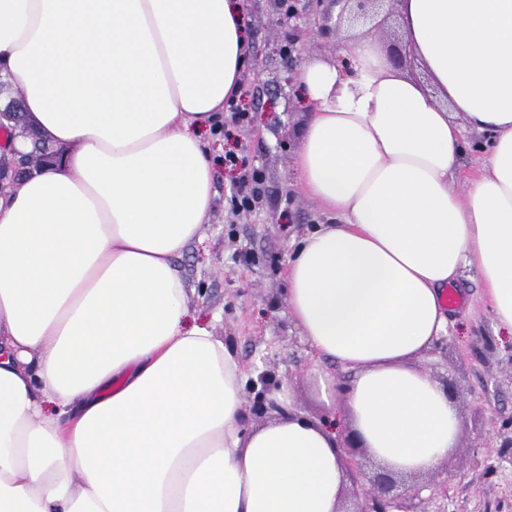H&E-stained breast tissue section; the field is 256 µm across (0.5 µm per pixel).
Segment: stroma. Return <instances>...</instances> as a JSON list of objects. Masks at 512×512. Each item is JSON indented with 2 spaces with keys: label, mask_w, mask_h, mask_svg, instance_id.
I'll return each instance as SVG.
<instances>
[{
  "label": "stroma",
  "mask_w": 512,
  "mask_h": 512,
  "mask_svg": "<svg viewBox=\"0 0 512 512\" xmlns=\"http://www.w3.org/2000/svg\"><path fill=\"white\" fill-rule=\"evenodd\" d=\"M243 24L250 59L239 100L249 106L248 120L209 140L217 165L215 207L202 238L175 263L192 288L190 322L221 337L246 371H264L275 384H287L292 408L325 420L329 410L312 378L316 357L285 306L292 241L329 221L292 174L307 112L298 88L282 80L287 58L273 51L288 43L291 32L280 24L273 0H247ZM228 153L243 167L224 168ZM253 169L264 179L261 197L251 209H233L231 188ZM454 288L461 302L449 310L451 339L438 340L415 365L438 382L453 383L462 430L456 453L424 481L447 482L466 512H512V472L483 478L481 451L495 425L512 418V337L499 332L474 273H465Z\"/></svg>",
  "instance_id": "stroma-1"
}]
</instances>
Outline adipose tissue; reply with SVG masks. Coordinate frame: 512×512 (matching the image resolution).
<instances>
[{
	"label": "adipose tissue",
	"mask_w": 512,
	"mask_h": 512,
	"mask_svg": "<svg viewBox=\"0 0 512 512\" xmlns=\"http://www.w3.org/2000/svg\"><path fill=\"white\" fill-rule=\"evenodd\" d=\"M397 7L428 81L361 35L299 67L292 168L332 221L293 249L286 308L332 417L288 415L283 386L253 426L174 264L214 206L205 137L240 92L243 0H0V83L65 150L0 177V512H339L345 428L402 475L456 452L461 417L413 361L468 268L512 335V0ZM465 125L491 139L461 195Z\"/></svg>",
	"instance_id": "ef3b65f1"
}]
</instances>
